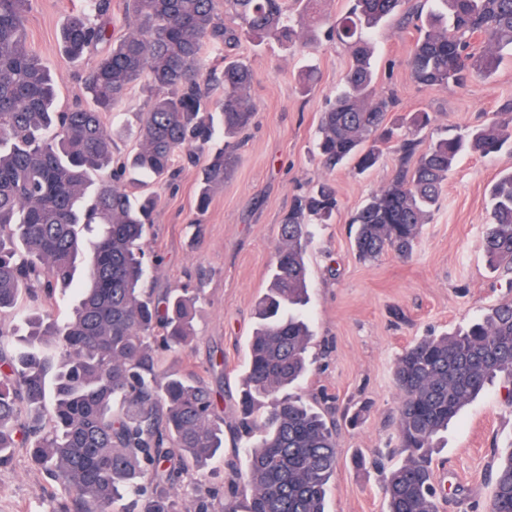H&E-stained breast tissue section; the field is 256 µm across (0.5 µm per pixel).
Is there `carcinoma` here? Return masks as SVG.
I'll return each instance as SVG.
<instances>
[{"instance_id":"obj_1","label":"carcinoma","mask_w":512,"mask_h":512,"mask_svg":"<svg viewBox=\"0 0 512 512\" xmlns=\"http://www.w3.org/2000/svg\"><path fill=\"white\" fill-rule=\"evenodd\" d=\"M112 0H81L63 24V53L79 63L101 55L85 75L91 103L55 109L49 69L27 42L32 0H0V314L22 294L51 295L73 283L77 262L85 282L63 324L38 309L25 313L27 335L0 345V463L16 448L57 478L69 495L65 512H114L125 497L141 512L180 509L169 488L191 466L203 469L224 455V416L201 380L159 377L151 340L170 349L193 340L198 296L175 288L155 299L144 287L146 225L160 201L132 199L124 179L175 176L178 157L204 151L216 132L224 147L208 156L195 208H208L213 190L239 160V136L254 122L248 96L250 66L224 57L207 69L208 47L240 38L306 47L294 7L351 58L336 96L322 112L316 150L327 169L346 163L359 173L378 166L382 146L394 144L403 165L390 185L353 214L360 259L387 250L408 254L438 208L448 173L463 152L487 157L512 148V107L486 124L440 138L417 151L415 133L433 121L419 110L389 122L390 95L375 88V42L370 29L400 15L417 33L407 65L425 88H462L494 73L512 51V0H431L426 14L412 0H351L339 17L325 0H127L132 28L114 40ZM153 87L141 113L137 147L114 153L102 115L114 111L142 78ZM223 88L222 98L210 95ZM111 169L92 195L91 176ZM484 251L512 270V171L489 188ZM337 209L331 184L302 196L279 225L265 293L255 306L247 341L234 431L245 440L246 469L229 483L222 512H239V486L250 492L245 512H326L336 470V427L299 396L285 393L308 370L312 333L301 313L308 301L307 225L328 224ZM99 226L89 238L91 225ZM512 382V299L488 309L467 328L424 336L406 347L394 367L400 394L397 439L404 460L374 461L385 512H439L445 498L433 474L439 435L496 380ZM489 512H512V449L492 474Z\"/></svg>"}]
</instances>
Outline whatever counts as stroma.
Returning a JSON list of instances; mask_svg holds the SVG:
<instances>
[{"instance_id": "1", "label": "stroma", "mask_w": 512, "mask_h": 512, "mask_svg": "<svg viewBox=\"0 0 512 512\" xmlns=\"http://www.w3.org/2000/svg\"><path fill=\"white\" fill-rule=\"evenodd\" d=\"M79 4L34 0L27 27L29 45L54 78L61 112L86 99L82 73L64 59L59 43L63 23ZM373 37L377 90L394 96L396 117L421 109L435 115L417 134L419 147L490 120L512 104L510 55L493 75L466 87L425 89L407 67L414 29L395 17L375 28ZM233 52L252 68L250 96L257 108L234 171L202 214L195 209L200 163L181 160L175 179L155 187L161 201L145 243L152 270L148 285L159 295L170 288L200 295L191 346L176 352L158 345L155 358L160 370L203 379L216 394L225 428H232L254 307L268 284L279 224L300 195L329 180L339 206L332 223L309 227L306 312L314 338L310 371L292 392L311 404L326 401L336 422V472L326 512H384L381 478L372 462L396 443V358L420 337L466 325L512 295V273L493 267L483 250L488 189L500 173L512 170V152L461 156L439 210L411 253L361 260L350 218L390 183L400 160L385 149L381 163L360 175L349 165L326 170L314 150L320 115L350 63L346 49L327 41L315 49H290L271 40L258 48L244 41ZM147 96L146 84H137L112 116L115 151L136 147V117ZM506 393V382H496L443 434L434 479L455 493L441 512H487L497 456L512 444ZM357 412L362 419L350 427L346 418ZM244 467L238 457L233 466L221 463L204 475L183 476L171 494L181 504L205 500L209 512H220L232 469ZM65 499L60 482L36 467L27 449H15L12 460L0 465V512H48Z\"/></svg>"}]
</instances>
